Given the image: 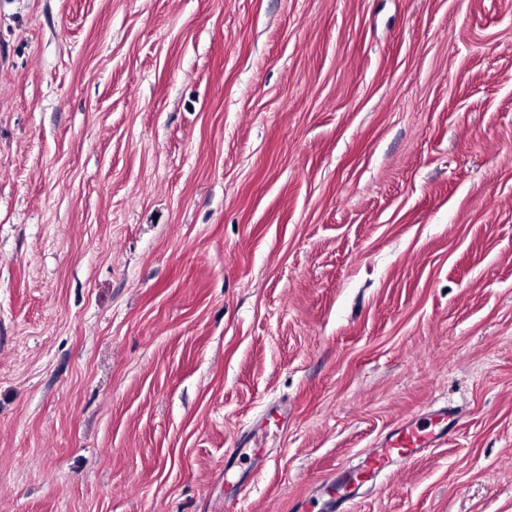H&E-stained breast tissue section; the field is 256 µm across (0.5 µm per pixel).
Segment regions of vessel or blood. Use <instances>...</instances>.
Segmentation results:
<instances>
[{"mask_svg": "<svg viewBox=\"0 0 512 512\" xmlns=\"http://www.w3.org/2000/svg\"><path fill=\"white\" fill-rule=\"evenodd\" d=\"M455 414L448 407L416 414L400 423L384 447L374 452L356 470L341 472L333 487L337 504H344L356 487L372 481L396 463L408 464L418 459L448 433ZM232 463H247L250 469L261 468L266 456L260 448H234L228 453Z\"/></svg>", "mask_w": 512, "mask_h": 512, "instance_id": "1", "label": "vessel or blood"}]
</instances>
